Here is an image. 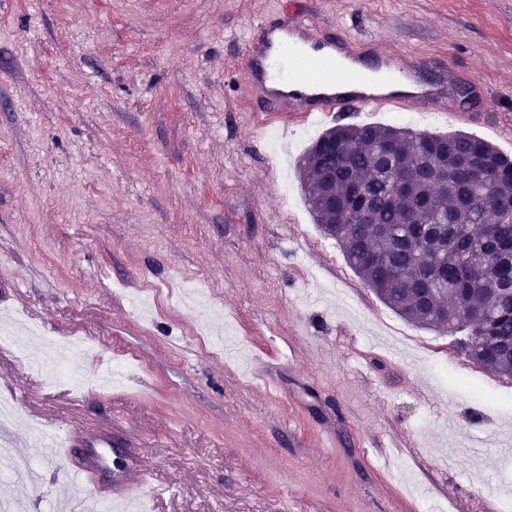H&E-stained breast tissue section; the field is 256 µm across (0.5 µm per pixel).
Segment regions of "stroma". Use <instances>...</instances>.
<instances>
[{
    "label": "stroma",
    "mask_w": 512,
    "mask_h": 512,
    "mask_svg": "<svg viewBox=\"0 0 512 512\" xmlns=\"http://www.w3.org/2000/svg\"><path fill=\"white\" fill-rule=\"evenodd\" d=\"M295 19L423 58L468 97L402 125L512 158V0H0V398L40 471L18 512L72 489L42 430L94 438L75 455L104 487L137 452L147 512H512V379L386 307L315 223L297 164L333 120L243 106L246 39ZM56 343L81 384L42 367Z\"/></svg>",
    "instance_id": "35a3bbf8"
}]
</instances>
